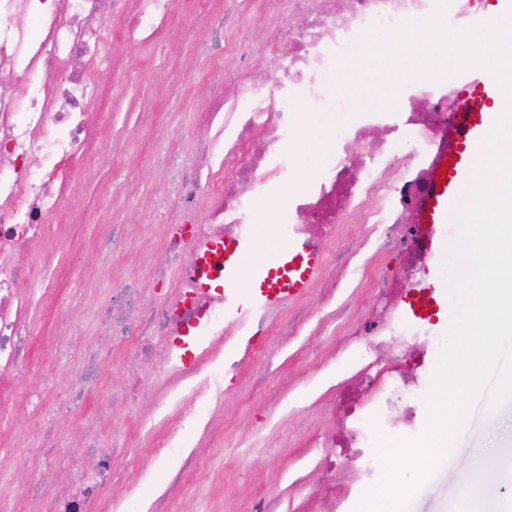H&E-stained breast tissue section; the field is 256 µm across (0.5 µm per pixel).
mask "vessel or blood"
<instances>
[{
  "label": "vessel or blood",
  "mask_w": 512,
  "mask_h": 512,
  "mask_svg": "<svg viewBox=\"0 0 512 512\" xmlns=\"http://www.w3.org/2000/svg\"><path fill=\"white\" fill-rule=\"evenodd\" d=\"M479 17L512 14V0H472ZM466 107L436 147L431 162L433 184L416 213L417 223L445 224L453 203L468 185L481 142L495 129L493 105L501 89L491 74L478 72L459 89ZM253 235L235 239L200 240L194 245L196 263L185 272L198 288L224 302V314L245 321L258 311L274 310L297 299L317 276L323 261L317 244L287 239L284 231L272 238L268 256L252 260ZM212 323L208 314L175 325L168 338L180 366L195 367L205 350Z\"/></svg>",
  "instance_id": "b4317fda"
}]
</instances>
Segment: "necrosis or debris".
Segmentation results:
<instances>
[{
	"mask_svg": "<svg viewBox=\"0 0 512 512\" xmlns=\"http://www.w3.org/2000/svg\"><path fill=\"white\" fill-rule=\"evenodd\" d=\"M172 0H0V418L16 400L11 383L29 366L37 328L30 273L33 248L55 217L77 200L76 175L99 123L95 110L103 82L112 78V20L135 13L148 40L176 57L157 17ZM288 8L286 32L234 49L246 82L222 89L197 124L208 138L168 194L167 223L176 233L161 250L163 266L194 264V239L238 237L258 223L261 205L276 202L277 221L292 239L328 245L358 230L340 253L333 288H358L376 275V259L388 248L403 254L400 273L384 291L374 328L390 333L399 352L381 350L378 371L359 369L362 390H351V432L373 447L376 429L397 435L394 410L412 420L427 399L442 337L428 320L410 315L403 298L429 285L443 264L422 238L414 213L430 186L434 148L464 108L461 77L441 81L437 67L397 82L404 94L392 105L366 110L342 88V66L355 59L356 42L386 43L401 23L443 18L451 28L471 27V0H279ZM269 56L276 81L250 68L254 55ZM324 133L318 162L302 176L289 174L296 158L300 113ZM181 280L174 296L134 300L121 289L100 315V340L88 344L89 361L66 378L70 392L96 384V367L107 362V338L127 343L126 361L135 387L113 388L111 404L160 416L162 433L151 455L181 447V432L207 385H219L223 364L199 384L200 368L169 377L165 343L175 319L208 312L217 335L234 336L224 305L214 296L192 295ZM57 447L25 467L30 512H82L90 494L110 485V454L94 467L69 470L58 490L43 475L71 458Z\"/></svg>",
	"mask_w": 512,
	"mask_h": 512,
	"instance_id": "necrosis-or-debris-1",
	"label": "necrosis or debris"
}]
</instances>
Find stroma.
Masks as SVG:
<instances>
[{
  "label": "stroma",
  "instance_id": "stroma-1",
  "mask_svg": "<svg viewBox=\"0 0 512 512\" xmlns=\"http://www.w3.org/2000/svg\"><path fill=\"white\" fill-rule=\"evenodd\" d=\"M244 3L245 13L222 20L209 15L208 23L223 21L221 36L204 46L189 45L176 68L151 43L133 35L131 17L115 19L114 79L101 86L98 109L104 120L84 186L90 211L81 222L66 213L51 226L52 234L72 233L77 240L50 267L37 270L43 307L38 334L79 328L93 332L92 310H72L68 300L95 275L96 298L110 301L113 285L104 277L108 270L129 273L137 287L156 288L158 298L173 293L178 269L168 270L159 283L152 265L134 264L145 246L160 249L169 231L155 213L165 199L161 186L174 182L192 151L196 138L190 128L196 112L208 105L209 75L223 72L229 83L242 79L227 43L260 41L274 26L288 24L287 15L274 14L265 0ZM377 298V288L370 285L339 296L314 286L280 310L284 317L302 312L299 334L276 328L258 335L253 327L243 328L229 343L240 370L225 373L223 399L183 431L185 446L178 454L190 458L187 471L173 462L154 467L148 480L135 487L126 479L116 480L87 501V512H100L105 499L120 505L136 500L135 512H253L257 507L263 512H354L365 488L349 483L343 469L327 471L331 456L323 443L349 424L344 396L354 373V353L373 361L378 340L363 336L351 342L331 313L342 306L365 318L375 310ZM47 353L53 358L49 375L35 373L22 382L27 413L0 422L8 432L7 446H0V505L8 512H28L17 491L22 476L13 470L12 460L46 443L41 408L67 405L64 378L82 364V349L74 339L49 352L32 344L30 359L41 363ZM459 445L486 464H500L512 454V403L491 415L484 401H477ZM469 459L451 454L411 512H461L476 478Z\"/></svg>",
  "mask_w": 512,
  "mask_h": 512
}]
</instances>
